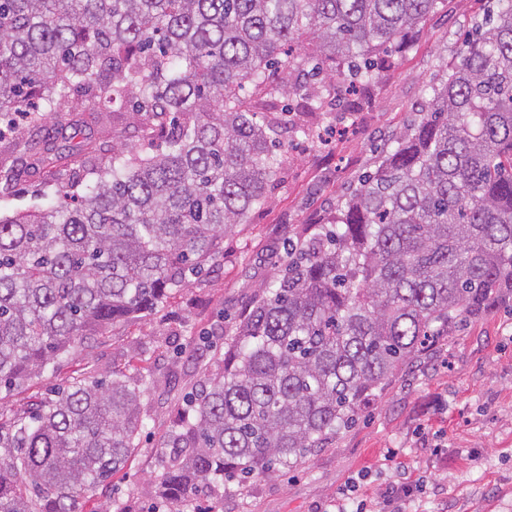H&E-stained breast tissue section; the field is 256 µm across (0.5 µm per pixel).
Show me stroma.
I'll list each match as a JSON object with an SVG mask.
<instances>
[{"label":"stroma","instance_id":"stroma-1","mask_svg":"<svg viewBox=\"0 0 512 512\" xmlns=\"http://www.w3.org/2000/svg\"><path fill=\"white\" fill-rule=\"evenodd\" d=\"M489 0H446L419 31L391 50L395 61L355 99L314 126L311 141L281 142L278 175L265 204L224 238L213 271L171 296L156 311L114 326L95 346L78 350L48 378L33 379L0 398L20 406L63 387L72 377L106 372L153 376L141 395L144 428L137 448L109 484L88 499V512H161L158 477L164 435L189 396L207 379L230 331L262 286L279 274L288 245L334 214L341 197L373 172L388 134L404 130L420 110L427 86L453 64L464 33L482 20ZM18 137L61 143L74 135L101 146L139 137L131 114L96 118L86 104L58 124L21 122ZM0 162L15 169L0 187V214L37 211L56 199L53 179L36 156L16 157L0 140ZM412 487L388 503L390 484ZM350 495L356 512H512V299L452 327L388 382L358 420L297 470L280 469L245 489L224 485L222 512H334Z\"/></svg>","mask_w":512,"mask_h":512}]
</instances>
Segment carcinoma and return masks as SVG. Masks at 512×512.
<instances>
[{"instance_id": "obj_1", "label": "carcinoma", "mask_w": 512, "mask_h": 512, "mask_svg": "<svg viewBox=\"0 0 512 512\" xmlns=\"http://www.w3.org/2000/svg\"><path fill=\"white\" fill-rule=\"evenodd\" d=\"M444 0H0V116L46 123L71 95L132 113L161 148L112 147L85 185L0 217V388L55 369L93 336L156 310L214 267L267 199L272 150L303 124L256 98L365 90ZM419 117L336 216L288 249L182 413L159 487L168 512L296 468L351 425L430 341L512 294V0L462 42ZM85 149L51 146L67 166ZM85 185L82 192L75 187ZM146 378L74 377L0 404V512H84L143 427Z\"/></svg>"}]
</instances>
